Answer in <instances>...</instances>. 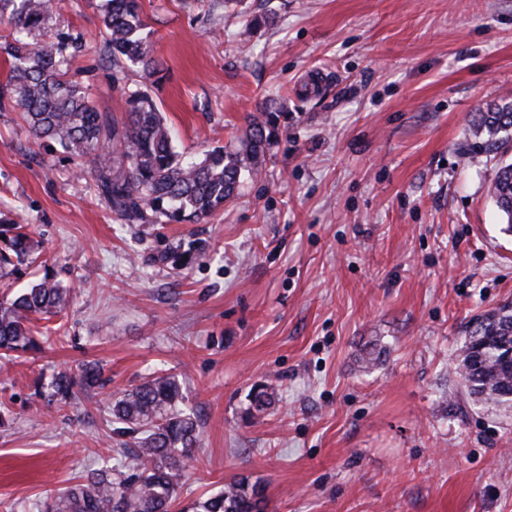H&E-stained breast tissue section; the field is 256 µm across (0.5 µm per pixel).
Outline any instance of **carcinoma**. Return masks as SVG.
<instances>
[{
  "instance_id": "1",
  "label": "carcinoma",
  "mask_w": 512,
  "mask_h": 512,
  "mask_svg": "<svg viewBox=\"0 0 512 512\" xmlns=\"http://www.w3.org/2000/svg\"><path fill=\"white\" fill-rule=\"evenodd\" d=\"M54 0H0V34L9 58L0 86V111L24 110L30 135L55 142L79 159V169L118 219L134 223L150 216L157 224L195 222L212 215L237 194L245 177L266 161L275 132L274 113L253 117L240 146L218 147L199 161L176 151L168 127L148 91L125 81L128 71L153 69L148 28L139 0H101L104 53L112 59L113 85L127 105L124 122L97 109L88 89L69 78L83 39L50 34ZM476 139L467 157L481 162L512 150V101L501 100L469 121ZM504 233L512 234V162L498 166L490 189ZM0 277L13 260L34 251L26 225L0 224ZM71 288L50 276L0 301V352L39 348L34 322L50 320L68 305ZM458 350L460 394L475 403L512 411V304L477 316L464 327ZM101 371L84 365L78 374L59 372L51 391H35L47 403L67 404L76 391L96 386ZM179 375L150 376L111 403L113 434L124 462L89 472L60 496L53 512H172L186 462L197 447L194 416L183 408ZM259 487L241 480L193 505V512H259Z\"/></svg>"
}]
</instances>
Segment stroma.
Returning <instances> with one entry per match:
<instances>
[{
	"instance_id": "1",
	"label": "stroma",
	"mask_w": 512,
	"mask_h": 512,
	"mask_svg": "<svg viewBox=\"0 0 512 512\" xmlns=\"http://www.w3.org/2000/svg\"><path fill=\"white\" fill-rule=\"evenodd\" d=\"M99 3L57 0L49 26L83 36L71 77L120 120ZM139 3L165 79H127L179 151L236 142L268 104L276 139L217 214L128 224L0 111V217L40 253L0 292L73 288L37 351L0 359V512L117 463L112 397L169 371L200 432L179 507L243 479L263 512H512V414L449 401L465 324L512 301L495 164L465 159L470 115L512 99V0ZM88 363L104 386L35 405L36 381ZM257 387L275 393L262 412Z\"/></svg>"
}]
</instances>
